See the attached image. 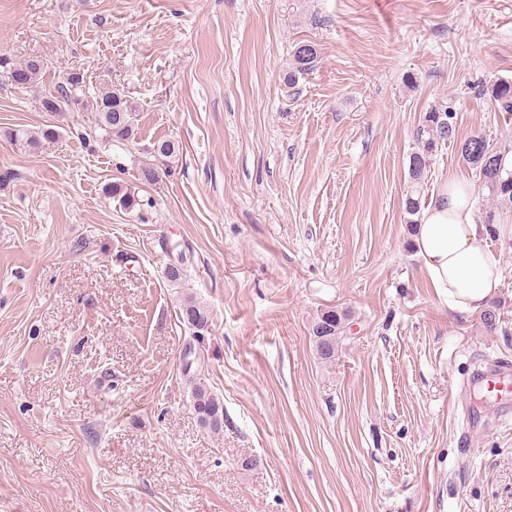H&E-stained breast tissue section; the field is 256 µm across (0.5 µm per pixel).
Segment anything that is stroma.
<instances>
[{
    "label": "stroma",
    "mask_w": 512,
    "mask_h": 512,
    "mask_svg": "<svg viewBox=\"0 0 512 512\" xmlns=\"http://www.w3.org/2000/svg\"><path fill=\"white\" fill-rule=\"evenodd\" d=\"M299 42L320 57L292 80ZM0 54L47 62L0 80V129L61 128L0 137V512H512V417L466 385L512 362V211L493 331L449 315L405 211L451 177L491 208L455 142L420 184L408 165L433 109L512 147L483 93L512 79V0H0ZM71 72L124 90L135 140L42 111ZM158 140L179 153L149 184ZM187 295L211 311L199 340ZM331 308L350 317L326 361ZM45 67V62L37 56L14 63L8 57L0 55V73L17 87H27L35 83ZM57 126L46 125L40 131L28 132L25 129H10L4 133L5 137L13 141H24L30 146L36 145L40 138L54 139L58 136ZM191 395L199 415L200 424L213 432L224 428V403L199 379L193 383Z\"/></svg>",
    "instance_id": "obj_1"
}]
</instances>
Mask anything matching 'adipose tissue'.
I'll return each mask as SVG.
<instances>
[{"mask_svg":"<svg viewBox=\"0 0 512 512\" xmlns=\"http://www.w3.org/2000/svg\"><path fill=\"white\" fill-rule=\"evenodd\" d=\"M414 244L450 311L480 312L497 292L501 260L487 244L468 186L448 180L421 213Z\"/></svg>","mask_w":512,"mask_h":512,"instance_id":"ef3b65f1","label":"adipose tissue"}]
</instances>
